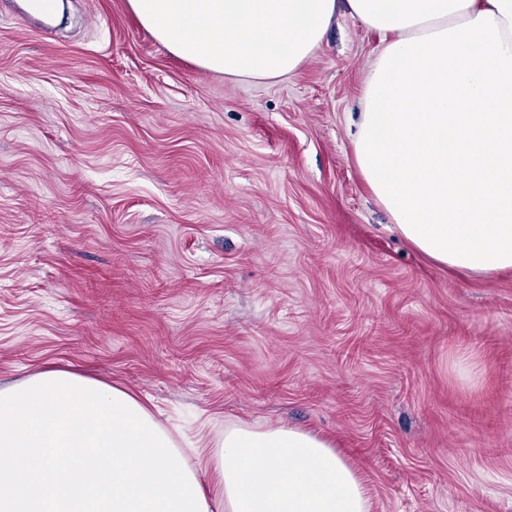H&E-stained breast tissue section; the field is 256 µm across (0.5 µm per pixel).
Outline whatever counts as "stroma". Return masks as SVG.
Returning <instances> with one entry per match:
<instances>
[{"instance_id":"1","label":"stroma","mask_w":512,"mask_h":512,"mask_svg":"<svg viewBox=\"0 0 512 512\" xmlns=\"http://www.w3.org/2000/svg\"><path fill=\"white\" fill-rule=\"evenodd\" d=\"M0 0V387L49 367L335 438L372 512H512V271L462 275L375 203L350 133L379 36L293 75L180 60L126 0Z\"/></svg>"}]
</instances>
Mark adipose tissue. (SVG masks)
I'll return each mask as SVG.
<instances>
[{
    "instance_id": "obj_1",
    "label": "adipose tissue",
    "mask_w": 512,
    "mask_h": 512,
    "mask_svg": "<svg viewBox=\"0 0 512 512\" xmlns=\"http://www.w3.org/2000/svg\"><path fill=\"white\" fill-rule=\"evenodd\" d=\"M173 56L295 73L337 10L380 35L353 158L401 237L463 274L512 270V0H126ZM0 512H371L317 434L225 427L185 448L134 393L47 369L0 388Z\"/></svg>"
}]
</instances>
